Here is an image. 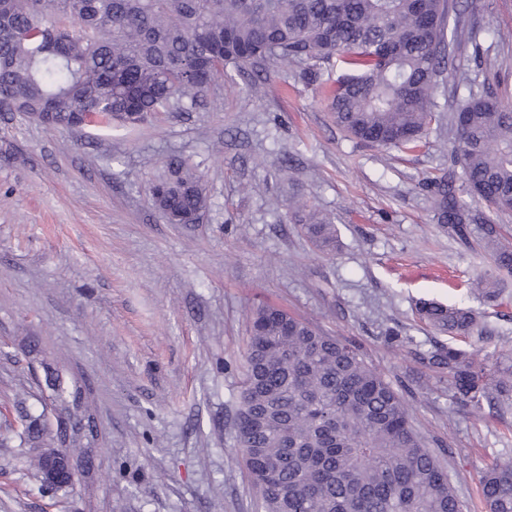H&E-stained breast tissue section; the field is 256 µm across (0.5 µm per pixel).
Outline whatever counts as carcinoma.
<instances>
[{"label": "carcinoma", "instance_id": "carcinoma-1", "mask_svg": "<svg viewBox=\"0 0 512 512\" xmlns=\"http://www.w3.org/2000/svg\"><path fill=\"white\" fill-rule=\"evenodd\" d=\"M450 46L484 53L458 0H0V110L51 127L97 116L135 125L197 105L228 65L301 66L306 76L337 63L346 73L328 94L336 126L361 143L414 151L455 71ZM499 88H471L452 108L462 183L431 185L437 222L462 241L467 225H488L487 248L512 273V247L492 227L493 216L512 212V102ZM148 196L163 218L196 217L206 206L177 158ZM300 229L316 248L336 249L328 218L308 211ZM469 289L500 296L485 277ZM416 313L453 339L427 361L447 372L455 399L475 409L512 401V368L496 372L460 345L483 333L474 310L421 300ZM249 327L236 441L261 512H461L448 467L355 347L270 305L253 311ZM74 388L59 377L51 388L71 454L86 449ZM18 436L46 454L61 447L38 415ZM480 487L488 512H512V462L484 472Z\"/></svg>", "mask_w": 512, "mask_h": 512}]
</instances>
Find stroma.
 Returning <instances> with one entry per match:
<instances>
[{
    "label": "stroma",
    "mask_w": 512,
    "mask_h": 512,
    "mask_svg": "<svg viewBox=\"0 0 512 512\" xmlns=\"http://www.w3.org/2000/svg\"><path fill=\"white\" fill-rule=\"evenodd\" d=\"M488 56L456 53L457 91L413 152L359 144L330 120L324 82L270 66L211 85L189 112L135 128L49 129L0 112V512H258L234 441L251 312L273 305L354 345L443 451L464 512H487L480 477L512 461V409L477 414L422 356L448 337L421 300L479 312L471 338L512 365V275L494 302L466 280L495 275L482 225L467 241L435 218L430 180L453 167L452 93L512 88V0H470ZM259 81L262 91L248 86ZM173 157L205 189L198 223L163 221L148 187ZM335 224L315 250L298 207ZM81 378L102 438L73 493L44 490L13 431L44 411V362Z\"/></svg>",
    "instance_id": "35a3bbf8"
}]
</instances>
